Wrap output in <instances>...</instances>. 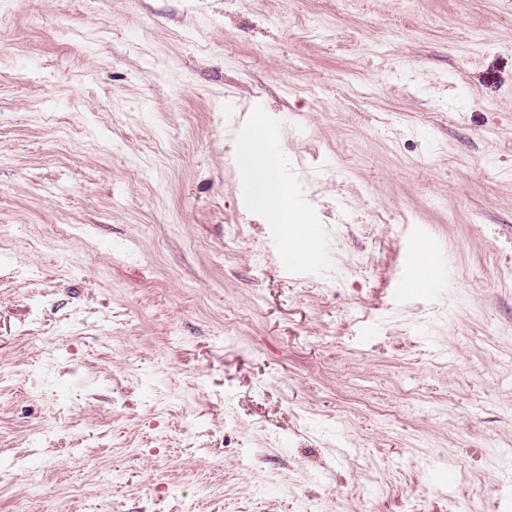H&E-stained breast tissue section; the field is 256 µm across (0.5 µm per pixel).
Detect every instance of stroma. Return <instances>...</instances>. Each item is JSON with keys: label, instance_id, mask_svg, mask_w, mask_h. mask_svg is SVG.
<instances>
[{"label": "stroma", "instance_id": "35a3bbf8", "mask_svg": "<svg viewBox=\"0 0 512 512\" xmlns=\"http://www.w3.org/2000/svg\"><path fill=\"white\" fill-rule=\"evenodd\" d=\"M1 224L0 512H512V0H0ZM258 140L254 137L240 140L236 154L239 178L251 188L252 206L274 223L282 224L287 238L304 237L307 218L288 207V181L280 172L278 144L261 150L257 146ZM409 269L398 283L399 290L404 294L426 293L431 288H438L425 276L427 268L447 265V256L429 244H414L410 249Z\"/></svg>", "mask_w": 512, "mask_h": 512}]
</instances>
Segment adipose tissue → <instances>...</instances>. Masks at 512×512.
<instances>
[{"label":"adipose tissue","mask_w":512,"mask_h":512,"mask_svg":"<svg viewBox=\"0 0 512 512\" xmlns=\"http://www.w3.org/2000/svg\"><path fill=\"white\" fill-rule=\"evenodd\" d=\"M269 128L268 115L254 113V134L240 140L236 154L239 178L250 186L255 209L282 225L286 236L302 237L306 234L307 218L288 206V182L280 172L279 150L275 147L263 150L257 145L258 137L265 135Z\"/></svg>","instance_id":"adipose-tissue-1"}]
</instances>
